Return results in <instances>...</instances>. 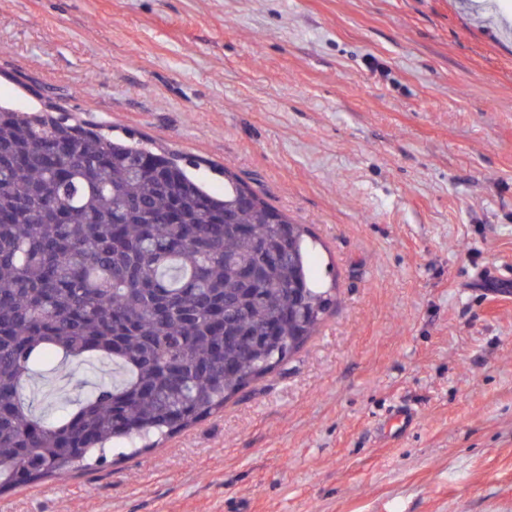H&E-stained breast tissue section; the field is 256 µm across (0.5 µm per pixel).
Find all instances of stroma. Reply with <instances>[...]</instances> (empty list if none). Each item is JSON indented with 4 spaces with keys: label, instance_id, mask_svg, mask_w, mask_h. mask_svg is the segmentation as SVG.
Wrapping results in <instances>:
<instances>
[{
    "label": "stroma",
    "instance_id": "1",
    "mask_svg": "<svg viewBox=\"0 0 512 512\" xmlns=\"http://www.w3.org/2000/svg\"><path fill=\"white\" fill-rule=\"evenodd\" d=\"M50 103L260 191L336 304L223 411L0 507L512 512V0H0V105ZM56 365L48 418L102 375Z\"/></svg>",
    "mask_w": 512,
    "mask_h": 512
}]
</instances>
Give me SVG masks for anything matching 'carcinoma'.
<instances>
[{
    "label": "carcinoma",
    "mask_w": 512,
    "mask_h": 512,
    "mask_svg": "<svg viewBox=\"0 0 512 512\" xmlns=\"http://www.w3.org/2000/svg\"><path fill=\"white\" fill-rule=\"evenodd\" d=\"M166 154L0 106V491L102 465L118 442L150 448L219 411L335 303L305 227L283 242L282 212L255 191L226 171L217 192L173 158L147 166ZM297 288V321L272 342L267 326ZM60 354L108 360L121 377L50 421L23 390Z\"/></svg>",
    "instance_id": "carcinoma-1"
}]
</instances>
